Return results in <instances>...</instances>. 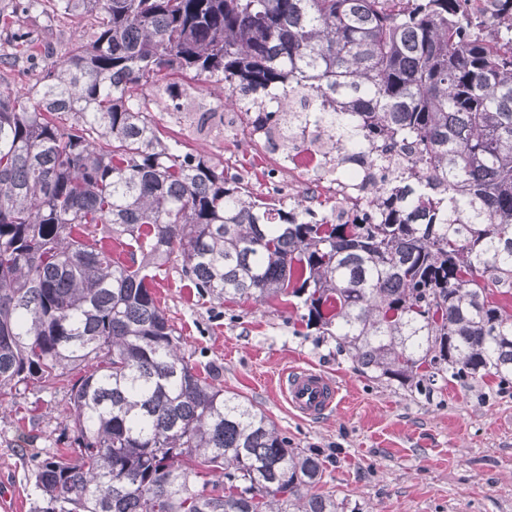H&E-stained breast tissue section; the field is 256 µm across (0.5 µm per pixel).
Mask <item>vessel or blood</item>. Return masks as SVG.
Returning a JSON list of instances; mask_svg holds the SVG:
<instances>
[{"label":"vessel or blood","mask_w":512,"mask_h":512,"mask_svg":"<svg viewBox=\"0 0 512 512\" xmlns=\"http://www.w3.org/2000/svg\"><path fill=\"white\" fill-rule=\"evenodd\" d=\"M282 392L292 409L312 418L332 408L338 388L326 374L311 368H298L287 377Z\"/></svg>","instance_id":"obj_1"}]
</instances>
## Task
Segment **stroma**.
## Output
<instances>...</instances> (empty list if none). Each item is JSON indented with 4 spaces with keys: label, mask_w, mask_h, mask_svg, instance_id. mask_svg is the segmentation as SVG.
<instances>
[{
    "label": "stroma",
    "mask_w": 512,
    "mask_h": 512,
    "mask_svg": "<svg viewBox=\"0 0 512 512\" xmlns=\"http://www.w3.org/2000/svg\"><path fill=\"white\" fill-rule=\"evenodd\" d=\"M13 24L37 43L32 55L0 67L6 91L35 83L48 61L46 46L60 47L85 21L36 8ZM166 105L158 98L153 112L165 136L238 169L255 192H266L277 164L250 140L245 119H238L236 133H226L176 121ZM152 288L197 368L210 369L217 385L262 410L292 447L321 452L325 472L317 493L343 500L352 512H512V389L502 390L497 379H441L430 398L413 397L395 382L355 370L335 338L301 326L286 302L199 296L177 263L167 264ZM299 367L338 384L332 410L305 418L290 409L280 383ZM20 401L39 408L23 427L15 413H0V496H7L10 512H30L31 471L63 432L69 397L30 390ZM23 430L34 437L26 448L19 445Z\"/></svg>",
    "instance_id": "35a3bbf8"
}]
</instances>
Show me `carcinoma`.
I'll list each match as a JSON object with an SVG mask.
<instances>
[{
  "mask_svg": "<svg viewBox=\"0 0 512 512\" xmlns=\"http://www.w3.org/2000/svg\"><path fill=\"white\" fill-rule=\"evenodd\" d=\"M85 16L65 58L0 90V412L70 394L32 512H346L319 454L201 376L148 282L181 261L217 299H302L371 379L512 383V0H20ZM203 96L248 127L297 89L358 139L418 158L335 206L254 193L152 119ZM242 88L250 107L234 98ZM210 475L200 490L195 478Z\"/></svg>",
  "mask_w": 512,
  "mask_h": 512,
  "instance_id": "cac0c4a2",
  "label": "carcinoma"
}]
</instances>
